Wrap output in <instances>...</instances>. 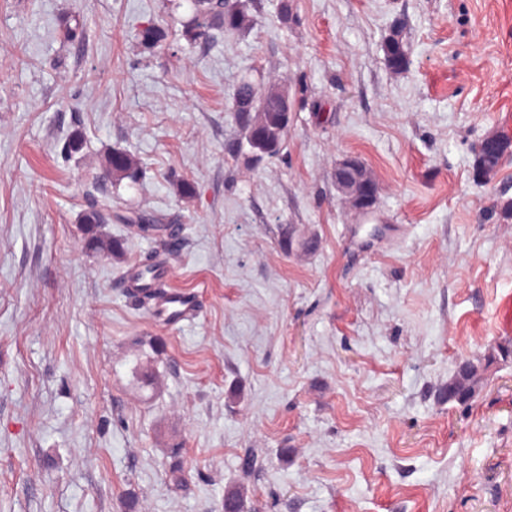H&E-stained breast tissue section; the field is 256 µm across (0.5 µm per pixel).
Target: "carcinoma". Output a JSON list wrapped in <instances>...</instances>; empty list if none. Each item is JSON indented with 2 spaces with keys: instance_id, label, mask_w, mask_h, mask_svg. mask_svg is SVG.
Instances as JSON below:
<instances>
[{
  "instance_id": "cac0c4a2",
  "label": "carcinoma",
  "mask_w": 512,
  "mask_h": 512,
  "mask_svg": "<svg viewBox=\"0 0 512 512\" xmlns=\"http://www.w3.org/2000/svg\"><path fill=\"white\" fill-rule=\"evenodd\" d=\"M194 7V17L184 23L181 31V36L191 45L205 36V28L211 23L217 24L226 32H242L251 24L247 3L226 10L217 0H194ZM139 37L145 46L157 48L165 41V32L156 27H148L139 33ZM383 49L390 70L395 73L408 70L411 46L406 40L401 21L396 20L392 23ZM290 110L288 91L282 87H264L243 79L235 85L230 111L233 112V119L245 140V145L249 147V152L256 156L274 157L280 153L288 132ZM108 174L117 181L125 178L134 179L139 174V168L128 154L114 152L109 159ZM110 211L112 197L95 198L91 208L83 215V222L87 224V230L91 233V248L112 255L120 252V245L110 239H103L94 232L96 225L105 222L106 213ZM498 353L506 358L512 352L501 346ZM496 354L490 353L483 362L461 360L454 376L448 380L442 398L459 404H467L473 400L480 391L485 372L496 360Z\"/></svg>"
}]
</instances>
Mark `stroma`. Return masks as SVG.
Masks as SVG:
<instances>
[{
    "mask_svg": "<svg viewBox=\"0 0 512 512\" xmlns=\"http://www.w3.org/2000/svg\"><path fill=\"white\" fill-rule=\"evenodd\" d=\"M249 2L191 46L192 0H0V512H512V359L441 398L512 345V153L473 170L512 136V0ZM244 76L293 101L274 158L229 151ZM346 154L371 213L336 190ZM100 191L117 257L87 245ZM162 249L202 296L175 327L119 286ZM385 61L390 70L395 73L406 72L410 66L411 46L404 34V25L396 20L384 40ZM511 137L501 134H493L485 137L477 147V153L488 159L502 157L511 145ZM493 151V152H490ZM108 174L114 180H122L125 178L135 179L139 174L137 164L131 157L123 152H113L108 163ZM497 359L494 352L490 353L485 362L462 359L448 386L442 393V398L448 402L467 404L473 400L480 391L488 367Z\"/></svg>",
    "mask_w": 512,
    "mask_h": 512,
    "instance_id": "35a3bbf8",
    "label": "stroma"
}]
</instances>
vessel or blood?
<instances>
[{
    "label": "vessel or blood",
    "mask_w": 512,
    "mask_h": 512,
    "mask_svg": "<svg viewBox=\"0 0 512 512\" xmlns=\"http://www.w3.org/2000/svg\"><path fill=\"white\" fill-rule=\"evenodd\" d=\"M172 267L167 256L161 255L155 261V274L151 281H143L135 274H128L121 286L132 294H140L142 289H158L155 297V309L164 315L169 324L177 325L190 320L199 307L200 297L193 292L167 289L166 283Z\"/></svg>",
    "instance_id": "1"
}]
</instances>
